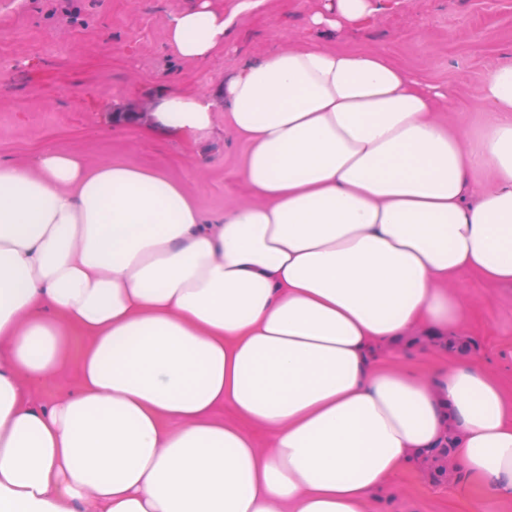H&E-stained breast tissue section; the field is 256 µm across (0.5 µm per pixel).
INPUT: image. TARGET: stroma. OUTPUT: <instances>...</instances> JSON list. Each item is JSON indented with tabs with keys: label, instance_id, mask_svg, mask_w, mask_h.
I'll list each match as a JSON object with an SVG mask.
<instances>
[{
	"label": "stroma",
	"instance_id": "1",
	"mask_svg": "<svg viewBox=\"0 0 512 512\" xmlns=\"http://www.w3.org/2000/svg\"><path fill=\"white\" fill-rule=\"evenodd\" d=\"M196 0H0V162L26 164L43 149L163 171L197 203L206 224L252 202L240 177L248 144L223 109L191 139L171 134L158 108L181 88L218 98L225 78L272 49L326 44L386 48L426 81L451 86L452 117L467 137L482 130L476 95L486 74L512 64V0H373L361 30L316 31L317 0H263L237 15L224 50L198 64L180 59L165 32ZM456 285L469 301L459 331L464 350L437 339L428 356L377 348L376 364L400 361L422 375L459 361L485 370L512 400V286L474 273ZM80 338L65 371L32 388L48 408L78 387ZM367 512H512V499L486 494L450 459L419 462L371 498Z\"/></svg>",
	"mask_w": 512,
	"mask_h": 512
}]
</instances>
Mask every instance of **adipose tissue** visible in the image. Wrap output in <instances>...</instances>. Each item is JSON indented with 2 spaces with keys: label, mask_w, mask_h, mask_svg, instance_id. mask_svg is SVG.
<instances>
[{
  "label": "adipose tissue",
  "mask_w": 512,
  "mask_h": 512,
  "mask_svg": "<svg viewBox=\"0 0 512 512\" xmlns=\"http://www.w3.org/2000/svg\"><path fill=\"white\" fill-rule=\"evenodd\" d=\"M371 13L323 0L309 24ZM229 23L198 0L166 40L200 63ZM223 98L255 200L217 224L157 170L53 149L0 163V512H366L439 448L512 498V403L490 375L370 365L413 329L457 333L455 274L512 283V64L483 80L475 142L436 117L454 91L383 48L277 49ZM215 109L181 89L159 106L187 135ZM73 330L80 386L37 407Z\"/></svg>",
  "instance_id": "ef3b65f1"
}]
</instances>
